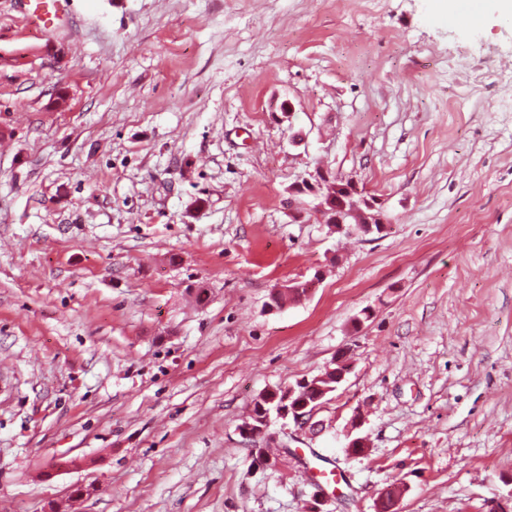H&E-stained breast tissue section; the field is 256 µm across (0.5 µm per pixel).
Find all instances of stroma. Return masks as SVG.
<instances>
[{
  "instance_id": "1",
  "label": "stroma",
  "mask_w": 512,
  "mask_h": 512,
  "mask_svg": "<svg viewBox=\"0 0 512 512\" xmlns=\"http://www.w3.org/2000/svg\"><path fill=\"white\" fill-rule=\"evenodd\" d=\"M25 10L0 0V512H376L393 483L398 512L512 502V89L489 78L512 18L68 0L48 34ZM317 168L386 229L293 218ZM340 356L258 463L254 400Z\"/></svg>"
}]
</instances>
